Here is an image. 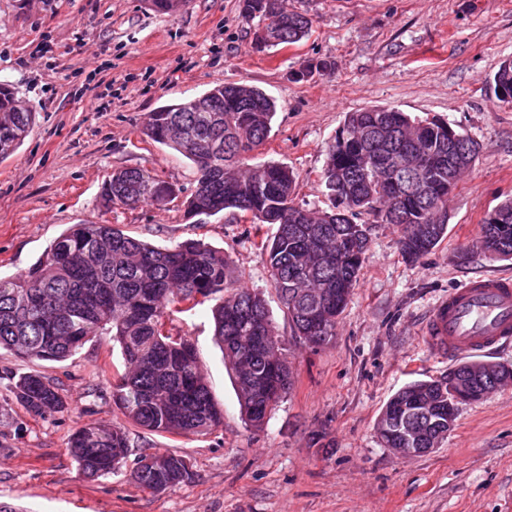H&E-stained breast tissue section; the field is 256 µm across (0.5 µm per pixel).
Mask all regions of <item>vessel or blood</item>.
<instances>
[{
	"label": "vessel or blood",
	"mask_w": 512,
	"mask_h": 512,
	"mask_svg": "<svg viewBox=\"0 0 512 512\" xmlns=\"http://www.w3.org/2000/svg\"><path fill=\"white\" fill-rule=\"evenodd\" d=\"M429 346L451 357L496 347L512 337V277L487 275L451 291L428 316Z\"/></svg>",
	"instance_id": "obj_1"
}]
</instances>
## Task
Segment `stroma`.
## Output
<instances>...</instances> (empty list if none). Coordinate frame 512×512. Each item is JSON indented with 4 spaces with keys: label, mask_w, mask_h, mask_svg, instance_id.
I'll use <instances>...</instances> for the list:
<instances>
[{
    "label": "stroma",
    "mask_w": 512,
    "mask_h": 512,
    "mask_svg": "<svg viewBox=\"0 0 512 512\" xmlns=\"http://www.w3.org/2000/svg\"><path fill=\"white\" fill-rule=\"evenodd\" d=\"M310 4L301 42L257 51L239 0H187L157 13L150 0H0V81L37 113L23 145L0 161V273L25 271L74 224H112L165 246L201 239L223 249L242 285L264 293L295 384L266 424H245L208 309L167 323L196 344L224 424L171 436L129 427L130 459L157 450L185 457L190 476L160 493L136 487L130 467L83 477L67 451L72 433L124 417L112 400L119 351L93 338L66 361L26 362L0 350V504L13 512H512V386L463 405L433 452L402 458L378 440V417L407 383L446 375L456 359L421 332L435 305L471 278L512 275L475 243L487 212L512 195V104L489 79L512 59V0H285ZM327 68L304 81L307 63ZM247 82L276 102L262 160L299 176L294 202L330 205L320 181L326 148L346 113L396 107L441 118L479 144L448 198V233L407 262L394 226L371 225L359 282L330 344L295 338L270 285L255 226L222 212L187 217L190 162L144 141L155 108L224 83ZM145 167L180 188L166 205L107 206L118 168ZM31 371L53 380L68 408L35 417L10 389Z\"/></svg>",
    "instance_id": "35a3bbf8"
}]
</instances>
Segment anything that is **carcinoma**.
Listing matches in <instances>:
<instances>
[{"mask_svg": "<svg viewBox=\"0 0 512 512\" xmlns=\"http://www.w3.org/2000/svg\"><path fill=\"white\" fill-rule=\"evenodd\" d=\"M241 13L260 32L293 45L312 28L309 11H290L283 0H240ZM494 96L512 98V60L491 79ZM209 104L196 109L191 100L167 104L147 114L142 136L189 160L198 177L185 212L215 215L228 211L272 224V239L261 243L267 254L270 283L288 315L293 334L316 346L328 344L353 288L358 283L371 227L356 219L375 215L399 233V250L418 262L445 237L448 194L472 161L466 150L475 142L460 131L456 139L437 122L415 120L395 107H371L347 113L345 141L326 151L321 181L336 194L327 210L294 205L298 180L289 167L253 162L267 141L276 113L274 100L246 83L217 85ZM35 119L17 111L12 86L0 82V159L23 143ZM176 188L147 168L112 171L103 186L105 201L134 208L163 204ZM483 252L512 259V197L499 202L483 219ZM309 288H328L325 317L307 319L313 300ZM209 306L214 336L225 354L237 390L240 412L260 428L294 377L264 296L243 287L232 275L224 251L189 239L155 246L112 224H75L60 234L26 272L0 275V350L25 360L63 362L97 336H108L119 349L125 370L113 384V401L134 426L150 433L205 436L224 423L206 382L197 351L185 336L166 329L173 313ZM254 336H271L276 350L261 353ZM461 373L416 381L386 403L380 421H396L413 395L430 396L441 410L440 422L414 415L413 423L435 436L450 432L454 413L441 398V382ZM15 399L34 417L62 412L67 403L59 387L38 373L12 380ZM130 447L122 426H82L71 435L68 451L86 478L121 469ZM186 459L168 451L138 457L135 484L161 492L189 478Z\"/></svg>", "mask_w": 512, "mask_h": 512, "instance_id": "obj_1", "label": "carcinoma"}]
</instances>
